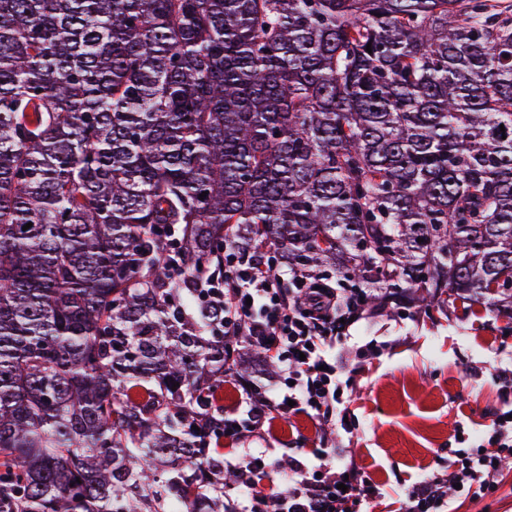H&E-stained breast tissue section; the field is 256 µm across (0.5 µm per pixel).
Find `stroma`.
Listing matches in <instances>:
<instances>
[{"label":"stroma","mask_w":512,"mask_h":512,"mask_svg":"<svg viewBox=\"0 0 512 512\" xmlns=\"http://www.w3.org/2000/svg\"><path fill=\"white\" fill-rule=\"evenodd\" d=\"M366 344L362 362L357 352ZM336 358L359 371L347 404L355 429L342 435L335 465L358 467L379 486L374 512H399L404 489L427 473L451 474L461 450L486 442L499 411L512 404L500 378L512 366V318L490 298L430 317L391 303L353 324ZM315 436L308 417L272 418L260 432L225 439L224 459L235 461L246 448L262 456L263 485L274 494L285 485L283 462L300 457ZM452 512H512V463L495 492L457 499Z\"/></svg>","instance_id":"35a3bbf8"}]
</instances>
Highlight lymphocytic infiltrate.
Segmentation results:
<instances>
[{"mask_svg":"<svg viewBox=\"0 0 512 512\" xmlns=\"http://www.w3.org/2000/svg\"><path fill=\"white\" fill-rule=\"evenodd\" d=\"M224 277H198L210 304L223 306L225 332L240 336L261 354L275 353L283 387L276 397L258 395L244 384L257 415L287 419L304 415L321 424V434L308 449L310 463L288 462V485L278 493V512H372L378 498L373 482L356 470L338 472L340 433H351L343 393L354 371L337 363L334 350L346 338L349 321L361 318L369 303L363 289L329 288L313 274L283 276L275 256L262 252L239 255L224 250ZM490 447L476 448L457 460L451 479L432 474L403 493V512H448V486L461 493L494 492L500 465L512 458V419L499 414L489 436Z\"/></svg>","mask_w":512,"mask_h":512,"instance_id":"obj_1","label":"lymphocytic infiltrate"}]
</instances>
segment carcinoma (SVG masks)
<instances>
[{
	"label": "carcinoma",
	"mask_w": 512,
	"mask_h": 512,
	"mask_svg": "<svg viewBox=\"0 0 512 512\" xmlns=\"http://www.w3.org/2000/svg\"><path fill=\"white\" fill-rule=\"evenodd\" d=\"M271 243L512 316V0H0V512H229L183 301Z\"/></svg>",
	"instance_id": "obj_1"
}]
</instances>
